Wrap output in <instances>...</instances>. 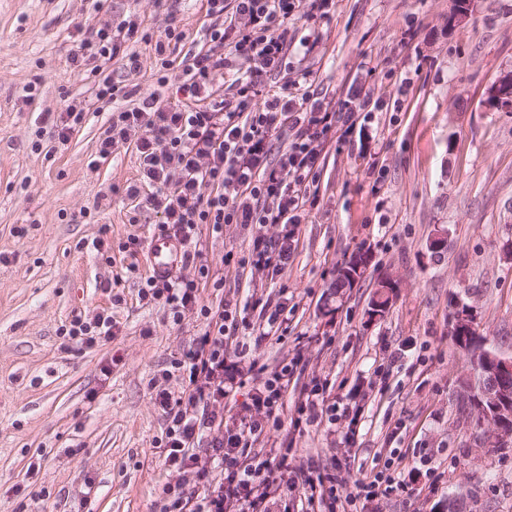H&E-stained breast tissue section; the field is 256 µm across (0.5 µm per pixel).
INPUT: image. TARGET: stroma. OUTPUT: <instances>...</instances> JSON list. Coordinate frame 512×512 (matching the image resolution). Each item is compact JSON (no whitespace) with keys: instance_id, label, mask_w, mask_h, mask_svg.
Listing matches in <instances>:
<instances>
[{"instance_id":"35a3bbf8","label":"stroma","mask_w":512,"mask_h":512,"mask_svg":"<svg viewBox=\"0 0 512 512\" xmlns=\"http://www.w3.org/2000/svg\"><path fill=\"white\" fill-rule=\"evenodd\" d=\"M451 4L336 0L328 18L291 21L288 59L310 68L316 93L336 102L361 83L401 106L356 127L352 148L325 146L317 201L279 273L245 263L254 237H277L279 225L199 236L225 304L252 321L259 299L288 313L283 335L258 342L242 328L225 337L227 352L250 348L242 386L217 404L225 426L239 423L266 374L292 362L280 423L259 447L289 448L291 466L337 474L349 487L390 459L406 486L334 505L295 490L288 512H448L459 493L471 512H512V450L482 451L457 397L468 356L451 334L459 298L476 306L486 348L512 357V112L482 105L488 85L512 69V0H475L455 28ZM128 15L185 32L169 51L172 74L207 45L205 0H0V512H155L166 485L191 481L163 464L165 421L152 393L181 390L173 361L204 324H176L163 304L139 303L138 280L124 274L146 261L121 243L158 230L151 210L130 221L123 190L138 176L136 150L99 158L106 112L88 113L64 145L46 119L93 100L90 69L72 56ZM411 24L419 36L399 48ZM102 234L107 260L92 248ZM436 236L445 239L437 255ZM363 250L367 276L335 298L337 269ZM385 273L393 298L373 320ZM111 281L123 304H110ZM106 307L119 323L112 339L90 348L61 335L73 315ZM317 384L337 405L358 406L357 422L299 424L300 401Z\"/></svg>"}]
</instances>
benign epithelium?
Segmentation results:
<instances>
[{
	"label": "benign epithelium",
	"mask_w": 512,
	"mask_h": 512,
	"mask_svg": "<svg viewBox=\"0 0 512 512\" xmlns=\"http://www.w3.org/2000/svg\"><path fill=\"white\" fill-rule=\"evenodd\" d=\"M472 9V0H454L453 10L448 13V27L466 22ZM483 106L487 110L512 112V71L500 73L489 85ZM369 266L368 257H353L343 265L342 280L353 288L357 287ZM395 287V280L388 275L378 279V293L371 304L370 317L375 319L383 315ZM452 335L463 344L476 335L473 306L463 302L455 304ZM510 377L512 357L504 358L484 350L481 358H472L471 368L465 375L466 385L459 390L475 403L474 417L488 436L481 447L488 453L512 449V389L506 384Z\"/></svg>",
	"instance_id": "obj_1"
}]
</instances>
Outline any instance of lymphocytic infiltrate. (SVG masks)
<instances>
[{
	"instance_id": "f902f5d3",
	"label": "lymphocytic infiltrate",
	"mask_w": 512,
	"mask_h": 512,
	"mask_svg": "<svg viewBox=\"0 0 512 512\" xmlns=\"http://www.w3.org/2000/svg\"><path fill=\"white\" fill-rule=\"evenodd\" d=\"M215 18L206 36L207 50L193 56L178 76L176 101L158 95L138 96L136 88L105 75V66L125 55L126 66L141 68L129 43H153L161 70L159 85L169 81L167 57L171 43L183 32L166 27L159 36L141 30L137 19L104 24L94 39L81 42L73 61L90 65L96 75V101L112 103L109 125L99 142L100 158L127 143L135 144L139 174L126 196L159 217L162 231L181 238L185 260L194 265L193 278L149 276L140 300L163 304L173 322L186 315L204 319L205 332L176 363L187 380L180 392L157 390L154 403L165 418L164 462L191 473L197 493L182 484L164 488L159 512H271L285 492L303 489L327 493L331 501L370 499L400 485L390 465L371 470L342 492L336 475L312 477L307 470L289 469L285 460L254 451L269 421L277 419L288 388L291 368L273 372L251 395L248 415L235 428L224 425L215 402L235 388L237 361L228 359L224 337L239 329L236 311L223 300L204 301V284L222 290L223 280H210L209 266L198 248L200 226L220 235L228 224H277V238L255 237L247 262L255 270L279 271L287 266L298 226L309 205L321 151L329 141L352 144L361 114L378 111L371 90L352 87L344 100L331 104L316 97L309 70L287 78L288 24L295 15L310 21L326 18L333 0H206ZM249 70H242L243 62ZM284 75L278 89L267 87L272 75ZM230 78V95L218 94L216 76ZM286 137L278 161H271L273 141ZM118 323L102 310L76 315L63 335L87 346L109 340Z\"/></svg>"
}]
</instances>
